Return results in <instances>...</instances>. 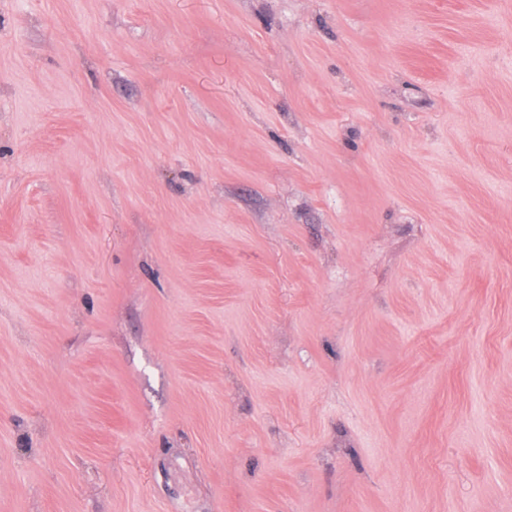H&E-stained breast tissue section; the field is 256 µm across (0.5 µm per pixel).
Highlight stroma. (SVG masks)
Returning a JSON list of instances; mask_svg holds the SVG:
<instances>
[{
  "instance_id": "stroma-1",
  "label": "stroma",
  "mask_w": 512,
  "mask_h": 512,
  "mask_svg": "<svg viewBox=\"0 0 512 512\" xmlns=\"http://www.w3.org/2000/svg\"><path fill=\"white\" fill-rule=\"evenodd\" d=\"M0 512H512V0H0Z\"/></svg>"
}]
</instances>
